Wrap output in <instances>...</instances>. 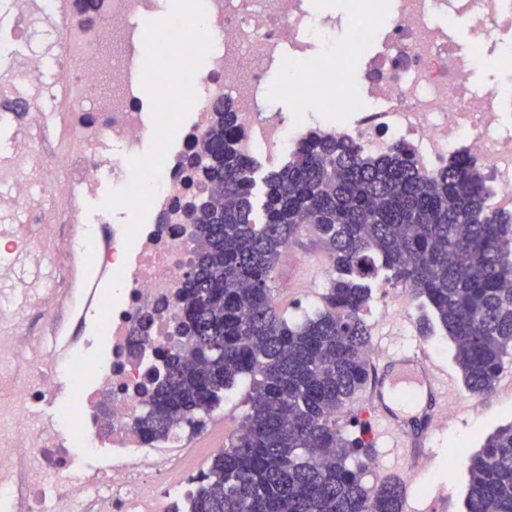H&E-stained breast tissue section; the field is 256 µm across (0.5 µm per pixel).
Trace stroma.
Instances as JSON below:
<instances>
[{
  "label": "stroma",
  "instance_id": "stroma-1",
  "mask_svg": "<svg viewBox=\"0 0 512 512\" xmlns=\"http://www.w3.org/2000/svg\"><path fill=\"white\" fill-rule=\"evenodd\" d=\"M290 249L296 264L278 265L271 288L279 311L300 319L312 314L321 303L328 258L323 244L308 231L302 232ZM395 290L394 284L383 279L372 288L365 310L371 327L370 343L388 353L422 346L432 362L447 370L448 424L427 435L425 440V447L437 465L431 470L423 467L406 470L399 449L392 440L380 435L378 424L363 411L366 393H359L349 403L339 424L348 434L367 426L377 461L367 480L372 483L379 478L393 477L402 481L403 512H461L468 483V454L477 451L497 428L512 423V357L506 359L491 394H471L454 360L453 344L444 331L436 328L429 334L421 333L420 305H413L407 321L394 317L391 297ZM249 391V382L237 384L227 393L222 406L207 418L208 438L200 450L203 463H210L221 448L229 446L244 418Z\"/></svg>",
  "mask_w": 512,
  "mask_h": 512
}]
</instances>
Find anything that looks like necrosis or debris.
Segmentation results:
<instances>
[{"label":"necrosis or debris","mask_w":512,"mask_h":512,"mask_svg":"<svg viewBox=\"0 0 512 512\" xmlns=\"http://www.w3.org/2000/svg\"><path fill=\"white\" fill-rule=\"evenodd\" d=\"M19 21L14 40L33 28L46 32L43 51L16 56L0 68V102H42L49 93L47 68L60 79L54 113L53 162L33 148L34 133L18 137L0 154V223L11 237L39 227L30 247L55 275L54 288L38 286L32 303L46 315L36 345L0 339V512H160L161 485L178 491L192 440L174 430V449L158 452L143 440L135 419L143 410L142 385L162 366L164 351H189L175 317L194 227L184 205L209 191L193 179L189 160L211 125V106L235 105L236 147L253 161H288L312 133L356 143L377 155L394 142L410 144L421 167L435 172L458 154L485 170L493 197L512 200V92L477 87L473 76L488 55L512 57V0H370L367 9L343 16L316 8L314 0H199L203 22L171 18L166 38L180 51L183 83L150 56L125 59L126 47L150 18L154 0H105L92 27L60 16L58 0H8ZM467 27L473 48L460 45ZM345 27L350 49L362 61L361 91L349 90L341 69L327 70L312 47ZM286 76L274 84L276 73ZM167 91L145 114L136 94L143 78ZM296 103L285 113L278 92ZM81 108H74V101ZM178 124V145L145 176L128 159L149 136L164 138ZM116 194L100 223L124 216L98 254L101 270L119 273L121 286L92 300L99 321L95 366L59 336L58 287L68 283L69 258L85 253L92 234L81 202L97 196L103 172ZM78 230L65 247L53 244L54 227ZM68 372L71 391L53 416L35 406L56 399L58 376ZM105 448L107 466L80 470L70 447Z\"/></svg>","instance_id":"necrosis-or-debris-1"}]
</instances>
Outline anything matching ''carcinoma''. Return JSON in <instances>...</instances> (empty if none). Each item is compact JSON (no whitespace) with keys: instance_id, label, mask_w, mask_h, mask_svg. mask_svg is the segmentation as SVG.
I'll list each match as a JSON object with an SVG mask.
<instances>
[{"instance_id":"carcinoma-1","label":"carcinoma","mask_w":512,"mask_h":512,"mask_svg":"<svg viewBox=\"0 0 512 512\" xmlns=\"http://www.w3.org/2000/svg\"><path fill=\"white\" fill-rule=\"evenodd\" d=\"M197 175L220 196L188 205L195 259L180 294L177 350L144 394L136 427L165 441L203 417L249 378L243 433L194 482L187 512H403L404 487L363 481L373 443L346 435L338 417L372 375L363 311L379 276L410 287L430 308L423 332L441 327L466 388L488 394L512 354V213L494 207L474 161L454 156L427 173L396 143L363 154L345 139L310 136L268 172L262 218L257 166L236 149L229 100L212 107ZM328 254L322 304L300 322L277 312L270 282L301 228ZM464 512H512V424L490 435L468 464Z\"/></svg>"}]
</instances>
